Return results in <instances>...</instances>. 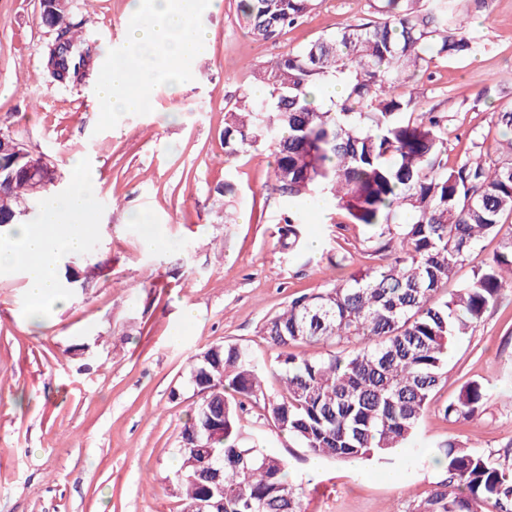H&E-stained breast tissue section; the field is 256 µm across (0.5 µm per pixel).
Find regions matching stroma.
Here are the masks:
<instances>
[{
  "label": "stroma",
  "instance_id": "obj_1",
  "mask_svg": "<svg viewBox=\"0 0 512 512\" xmlns=\"http://www.w3.org/2000/svg\"><path fill=\"white\" fill-rule=\"evenodd\" d=\"M130 0H70L67 18L85 39L125 45ZM238 0L203 5L211 32L188 88L155 85L144 110L113 114L96 95L97 71L80 85L43 76L55 31L40 0H0V132L54 166L66 191L85 162L95 222L87 247L108 263L41 322L19 275H0V512H181L174 473L178 434L198 401L188 358L225 342L267 361L264 322L294 296L366 267L352 226L334 224L322 203L301 214L302 250L282 237L288 209L272 189L274 157L260 146L228 159L224 114L255 73L319 37L374 18L376 0H318L303 22L258 41L238 18ZM480 42L477 53L436 58L409 90L420 111L446 115L448 163L472 142L495 151L505 130L493 115L512 103V0H455ZM496 88L493 100L479 98ZM235 221H224L225 179ZM152 232L156 247L143 251ZM192 308L184 318L183 308ZM484 383L485 411L446 419L443 407L469 381ZM266 452L286 456L306 512H408L445 477L439 446L460 437L496 459H512V283L473 334L449 351L447 379L416 434L392 463L316 462L255 414L241 422Z\"/></svg>",
  "mask_w": 512,
  "mask_h": 512
}]
</instances>
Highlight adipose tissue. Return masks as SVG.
Listing matches in <instances>:
<instances>
[{
	"label": "adipose tissue",
	"instance_id": "obj_1",
	"mask_svg": "<svg viewBox=\"0 0 512 512\" xmlns=\"http://www.w3.org/2000/svg\"><path fill=\"white\" fill-rule=\"evenodd\" d=\"M200 4L201 0H134L127 50L100 73L101 104L116 114L138 112L154 85L181 86L193 78L194 62L210 41L196 22ZM93 200L90 180L81 177L66 192L49 193L37 219L12 225L8 236H0V273H21L34 310L64 304L58 260L82 250Z\"/></svg>",
	"mask_w": 512,
	"mask_h": 512
}]
</instances>
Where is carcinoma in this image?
<instances>
[{
  "mask_svg": "<svg viewBox=\"0 0 512 512\" xmlns=\"http://www.w3.org/2000/svg\"><path fill=\"white\" fill-rule=\"evenodd\" d=\"M55 40L75 47L61 68L73 77L98 55L48 0ZM316 0H239L238 16L258 41L281 35ZM379 20L327 35L271 63L260 80L267 96L240 89L224 115V155L266 144L275 191L288 203V249H300L297 214L330 202L342 223L363 231L371 264L298 295L261 333L275 353L283 388L269 391L252 354L217 343L191 357L200 402L179 433L177 482L183 507L196 512H303L288 459L243 437L242 415L260 416L303 448L306 458L386 460L416 432L448 372V349L481 322L512 282V235L505 250L448 283L471 251L512 222V137L503 159L448 166L444 119L417 111L403 91L432 58L473 53L476 37L453 0H380ZM339 84L344 95L319 108L313 91ZM26 173L0 189V227L21 221ZM60 290L102 269L65 264ZM325 348V352L317 348ZM488 393L468 381L444 407L467 420ZM446 478L412 512H512V463L495 461L458 439L446 444Z\"/></svg>",
  "mask_w": 512,
  "mask_h": 512,
  "instance_id": "obj_1",
  "label": "carcinoma"
}]
</instances>
